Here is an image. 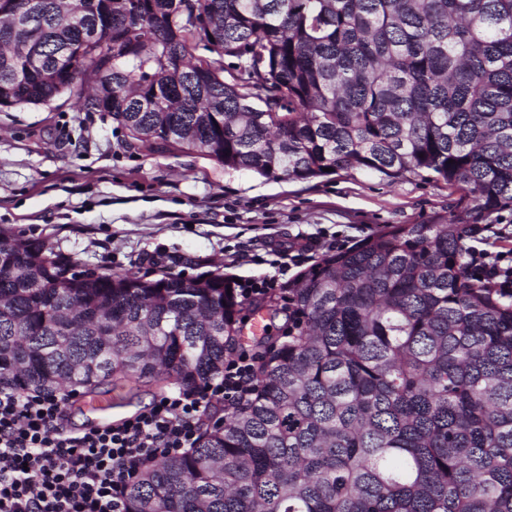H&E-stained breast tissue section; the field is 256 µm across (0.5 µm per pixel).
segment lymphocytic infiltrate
<instances>
[{
  "mask_svg": "<svg viewBox=\"0 0 512 512\" xmlns=\"http://www.w3.org/2000/svg\"><path fill=\"white\" fill-rule=\"evenodd\" d=\"M468 259L489 286L512 288L506 254L472 249ZM257 364L256 355L240 353L219 377L81 433L66 428V401L55 392L0 387V512H120L126 487L144 466L194 445L213 401L245 399Z\"/></svg>",
  "mask_w": 512,
  "mask_h": 512,
  "instance_id": "obj_1",
  "label": "lymphocytic infiltrate"
}]
</instances>
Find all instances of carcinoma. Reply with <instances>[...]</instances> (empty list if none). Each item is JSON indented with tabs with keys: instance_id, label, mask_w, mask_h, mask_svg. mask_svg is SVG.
<instances>
[{
	"instance_id": "obj_1",
	"label": "carcinoma",
	"mask_w": 512,
	"mask_h": 512,
	"mask_svg": "<svg viewBox=\"0 0 512 512\" xmlns=\"http://www.w3.org/2000/svg\"><path fill=\"white\" fill-rule=\"evenodd\" d=\"M24 2V28L0 6L1 110L66 94L134 142L227 169L427 173L469 197L288 282V340L257 342L250 395L145 467L121 512H512V293L474 278L465 246L512 209V0ZM196 11L214 19L206 60ZM116 89L153 108L114 111ZM76 267L0 236V385L191 388L278 306L221 273Z\"/></svg>"
}]
</instances>
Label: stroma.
Segmentation results:
<instances>
[{
	"label": "stroma",
	"instance_id": "obj_1",
	"mask_svg": "<svg viewBox=\"0 0 512 512\" xmlns=\"http://www.w3.org/2000/svg\"><path fill=\"white\" fill-rule=\"evenodd\" d=\"M459 185L345 169L308 181L228 170L192 151L131 146L106 112L62 95L0 111V233L79 269L187 278L222 270L286 286L324 251L464 206Z\"/></svg>",
	"mask_w": 512,
	"mask_h": 512
}]
</instances>
